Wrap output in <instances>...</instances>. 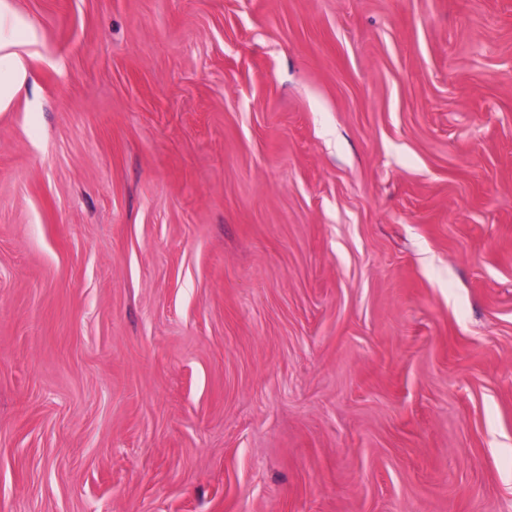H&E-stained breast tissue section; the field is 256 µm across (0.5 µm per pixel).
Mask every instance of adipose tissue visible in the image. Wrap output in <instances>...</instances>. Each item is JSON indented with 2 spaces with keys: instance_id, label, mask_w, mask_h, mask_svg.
<instances>
[{
  "instance_id": "adipose-tissue-1",
  "label": "adipose tissue",
  "mask_w": 512,
  "mask_h": 512,
  "mask_svg": "<svg viewBox=\"0 0 512 512\" xmlns=\"http://www.w3.org/2000/svg\"><path fill=\"white\" fill-rule=\"evenodd\" d=\"M41 42L36 25L15 0H0V112L11 110L29 90L30 60Z\"/></svg>"
}]
</instances>
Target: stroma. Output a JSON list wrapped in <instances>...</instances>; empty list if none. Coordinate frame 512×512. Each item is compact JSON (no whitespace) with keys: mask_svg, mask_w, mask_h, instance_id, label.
<instances>
[{"mask_svg":"<svg viewBox=\"0 0 512 512\" xmlns=\"http://www.w3.org/2000/svg\"><path fill=\"white\" fill-rule=\"evenodd\" d=\"M0 512H512V0H15ZM41 42L39 29L15 0L0 1V112L11 110L29 90L30 60Z\"/></svg>","mask_w":512,"mask_h":512,"instance_id":"stroma-1","label":"stroma"}]
</instances>
